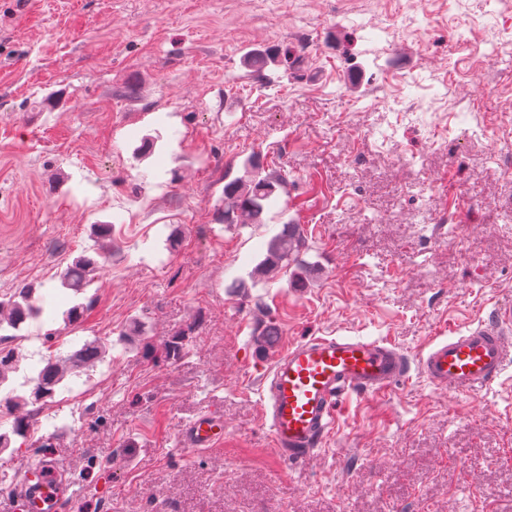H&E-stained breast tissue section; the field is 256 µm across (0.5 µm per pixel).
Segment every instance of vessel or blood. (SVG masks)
Here are the masks:
<instances>
[{"mask_svg": "<svg viewBox=\"0 0 512 512\" xmlns=\"http://www.w3.org/2000/svg\"><path fill=\"white\" fill-rule=\"evenodd\" d=\"M512 362V307L494 308L474 329L453 330L432 339L415 364L389 341L362 336H310L275 355L262 393L270 446L294 463L314 456L334 434L340 405L351 397L381 398L408 380L410 367L435 388L473 396L499 381ZM224 436L223 422L205 412L185 430L191 450L212 448ZM57 462L38 464L31 482L9 499L12 512H58L62 486H47Z\"/></svg>", "mask_w": 512, "mask_h": 512, "instance_id": "b4317fda", "label": "vessel or blood"}]
</instances>
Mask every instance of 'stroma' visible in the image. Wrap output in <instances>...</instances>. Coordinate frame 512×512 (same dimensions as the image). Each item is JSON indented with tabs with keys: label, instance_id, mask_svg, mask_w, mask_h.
I'll use <instances>...</instances> for the list:
<instances>
[{
	"label": "stroma",
	"instance_id": "1",
	"mask_svg": "<svg viewBox=\"0 0 512 512\" xmlns=\"http://www.w3.org/2000/svg\"><path fill=\"white\" fill-rule=\"evenodd\" d=\"M496 28L512 30V0H0V293L37 284L44 309L9 385L28 392L46 355L84 339L111 345L14 438L12 472L59 459L71 512H512L500 386L463 398L412 374L386 400L343 402L297 464L260 406L290 342L386 338L413 360L512 306V181L487 160L512 151V74L476 52ZM255 51L277 56L266 79L244 65ZM479 122L488 137L466 138ZM253 153L287 189L268 223H221ZM422 209L463 223L436 237ZM287 221L299 263L255 278ZM96 224L109 251L76 295L59 275ZM178 331L173 362L161 346ZM207 411L223 443L186 449Z\"/></svg>",
	"mask_w": 512,
	"mask_h": 512
}]
</instances>
